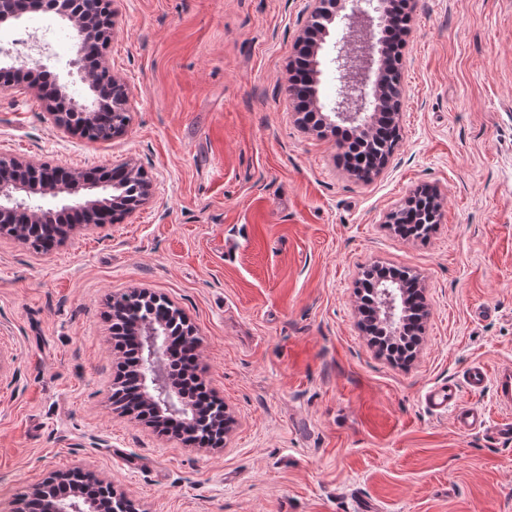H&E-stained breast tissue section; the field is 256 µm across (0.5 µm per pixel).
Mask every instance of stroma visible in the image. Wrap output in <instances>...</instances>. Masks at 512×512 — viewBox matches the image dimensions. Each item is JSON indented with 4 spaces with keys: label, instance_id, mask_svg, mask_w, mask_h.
<instances>
[{
    "label": "stroma",
    "instance_id": "1",
    "mask_svg": "<svg viewBox=\"0 0 512 512\" xmlns=\"http://www.w3.org/2000/svg\"><path fill=\"white\" fill-rule=\"evenodd\" d=\"M105 50L131 121L108 141L50 122L33 84L0 92V158L85 172L128 162L146 204L35 253L0 237V512L76 470L137 512H512V439L491 388L463 390L488 426L460 435L433 386L512 361V0H412L400 139L369 181L285 92L313 0H115ZM70 58L36 13L0 26ZM437 188L423 240L387 216ZM380 264L420 279L416 359L395 365L359 325ZM134 290L165 297L200 340L198 373L233 424L189 444L115 407L108 318Z\"/></svg>",
    "mask_w": 512,
    "mask_h": 512
}]
</instances>
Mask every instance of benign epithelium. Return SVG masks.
I'll list each match as a JSON object with an SVG mask.
<instances>
[{"instance_id": "benign-epithelium-1", "label": "benign epithelium", "mask_w": 512, "mask_h": 512, "mask_svg": "<svg viewBox=\"0 0 512 512\" xmlns=\"http://www.w3.org/2000/svg\"><path fill=\"white\" fill-rule=\"evenodd\" d=\"M315 7L305 36L315 42L306 49V66L313 71V94L302 106L319 119V128H334L337 123H349L355 130L368 131L381 118H397L400 99L384 90V76L394 45L378 37L390 22L385 0H314ZM48 8L66 25L73 37V54L68 70L55 77L48 95V114L61 128L81 127L99 117L105 107L115 114L129 112L126 84L112 78L103 86L90 76L85 59L98 57L97 70L109 67L102 49L112 37L115 12L112 0H48ZM26 68V60L0 48V69L18 73ZM342 77L343 87L336 98L320 95L317 87L329 71ZM79 80L87 88L81 100L70 94L69 85ZM0 167L31 171L32 180L0 178V221L15 224H49L55 211L52 202L78 218L77 225L104 227L112 223L111 208L121 206L130 214L142 206L150 195V184L144 172L130 164L120 163L96 171L91 182L79 173H65L49 168L40 174L39 168L17 159H0ZM421 292L419 283H400L384 289L385 303L377 315L391 334L407 329V310L412 294ZM142 344V368L145 399L158 413L184 414V427L197 426L195 418L183 412L184 401L169 383L163 355L172 336L171 327L163 321H147L137 330ZM60 512H98L97 504L80 493L63 502Z\"/></svg>"}]
</instances>
